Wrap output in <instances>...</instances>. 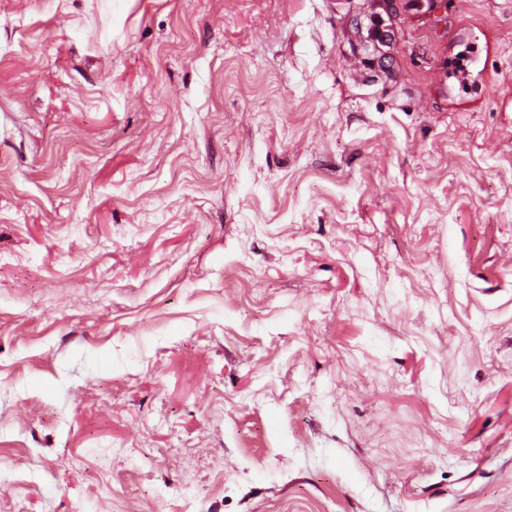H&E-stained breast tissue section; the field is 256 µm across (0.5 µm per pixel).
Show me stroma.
<instances>
[{
    "label": "stroma",
    "mask_w": 512,
    "mask_h": 512,
    "mask_svg": "<svg viewBox=\"0 0 512 512\" xmlns=\"http://www.w3.org/2000/svg\"><path fill=\"white\" fill-rule=\"evenodd\" d=\"M466 2L0 0V512H512Z\"/></svg>",
    "instance_id": "1"
}]
</instances>
